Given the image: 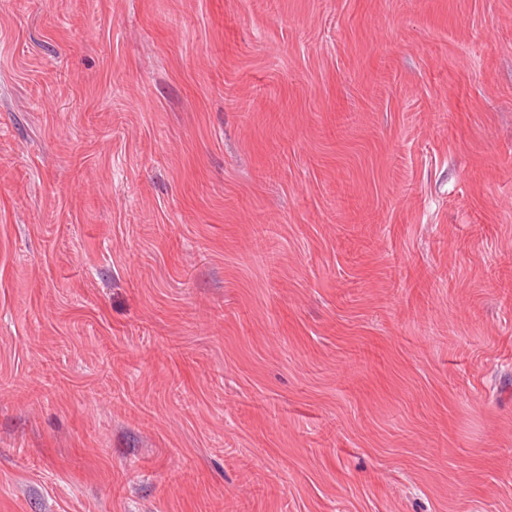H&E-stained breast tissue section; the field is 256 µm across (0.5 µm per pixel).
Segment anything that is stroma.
I'll return each instance as SVG.
<instances>
[{"mask_svg":"<svg viewBox=\"0 0 512 512\" xmlns=\"http://www.w3.org/2000/svg\"><path fill=\"white\" fill-rule=\"evenodd\" d=\"M0 512H512V0H0Z\"/></svg>","mask_w":512,"mask_h":512,"instance_id":"stroma-1","label":"stroma"}]
</instances>
